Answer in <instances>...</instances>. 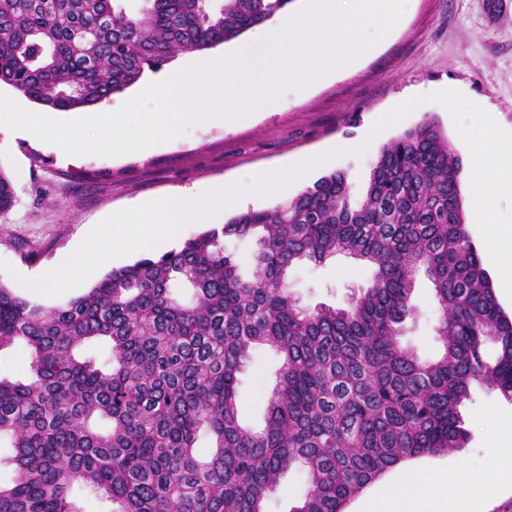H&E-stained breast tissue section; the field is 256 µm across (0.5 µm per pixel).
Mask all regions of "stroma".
<instances>
[{"instance_id":"35a3bbf8","label":"stroma","mask_w":512,"mask_h":512,"mask_svg":"<svg viewBox=\"0 0 512 512\" xmlns=\"http://www.w3.org/2000/svg\"><path fill=\"white\" fill-rule=\"evenodd\" d=\"M493 13L490 0H413L393 34L353 68H337L333 78L285 105L268 108L248 123L206 121L189 125L181 136L156 145L148 153L117 157L63 156L55 146L36 137L0 130V170L15 191L12 209L0 215V283L45 307L83 294H31L28 280L51 266L58 254L75 251L88 232L111 214L147 199L178 194L200 182L230 179L245 168H272L296 155L336 146L339 156L290 186L297 195L323 175L343 171L354 195H362L380 146L424 117L438 120L460 159L466 146L455 128V104L475 101L501 139L512 140V0ZM398 112L394 124L383 126L378 116ZM375 133L376 147L358 154L348 151L354 140ZM372 278L370 268L337 257L321 265L301 262L288 271V286L306 307L347 306L354 292ZM415 318L407 320L400 337L419 357H439L436 336L439 314L432 285L415 284ZM281 368L275 350L259 346L239 376L238 411L244 424L263 427L271 391ZM502 413L488 422L487 410ZM469 431L462 451L418 458L428 467L468 464V474L480 477L497 470L486 458L485 441L496 440L501 456L512 458V400L500 391L474 387L461 408Z\"/></svg>"}]
</instances>
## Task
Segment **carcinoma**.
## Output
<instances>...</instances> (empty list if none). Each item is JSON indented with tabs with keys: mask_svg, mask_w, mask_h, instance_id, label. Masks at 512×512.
Segmentation results:
<instances>
[{
	"mask_svg": "<svg viewBox=\"0 0 512 512\" xmlns=\"http://www.w3.org/2000/svg\"><path fill=\"white\" fill-rule=\"evenodd\" d=\"M292 2L0 0V85L57 111L87 108ZM461 172L426 118L383 146L357 201L347 174L331 173L50 309L0 283V352L23 344L31 359L26 381L0 376V439L15 449L0 512H83L76 484L104 512H266L295 465L309 490L290 512H345L393 466L464 448L459 407L472 387L512 397V315L468 233ZM14 200L0 172V213ZM252 235L245 277L224 239ZM337 254L371 266V282L345 307L301 306L288 268ZM420 275L441 311L432 361L398 341ZM178 283L192 302L173 296ZM95 342L106 360L83 354ZM258 345L282 367L266 425L252 431L238 421L237 381ZM203 427L214 440L206 458Z\"/></svg>",
	"mask_w": 512,
	"mask_h": 512,
	"instance_id": "cac0c4a2",
	"label": "carcinoma"
}]
</instances>
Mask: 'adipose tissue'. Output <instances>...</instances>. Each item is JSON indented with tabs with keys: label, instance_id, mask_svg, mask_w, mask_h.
<instances>
[{
	"label": "adipose tissue",
	"instance_id": "1",
	"mask_svg": "<svg viewBox=\"0 0 512 512\" xmlns=\"http://www.w3.org/2000/svg\"><path fill=\"white\" fill-rule=\"evenodd\" d=\"M479 105H464L459 138L473 160L467 174L474 220H481L486 200L501 188L512 190V178L499 179L502 166H512V144L497 142L479 118ZM499 485L494 477L466 478L461 471L414 469L397 485H389L366 499L360 512H473Z\"/></svg>",
	"mask_w": 512,
	"mask_h": 512
}]
</instances>
